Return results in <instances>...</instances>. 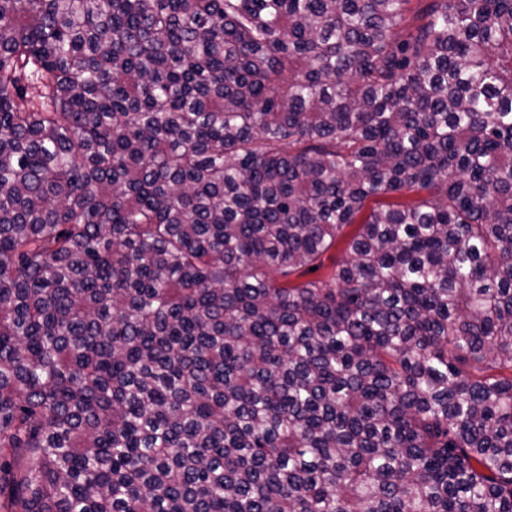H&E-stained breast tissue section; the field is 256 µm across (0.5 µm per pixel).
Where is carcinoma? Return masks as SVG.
<instances>
[{"instance_id":"cac0c4a2","label":"carcinoma","mask_w":512,"mask_h":512,"mask_svg":"<svg viewBox=\"0 0 512 512\" xmlns=\"http://www.w3.org/2000/svg\"><path fill=\"white\" fill-rule=\"evenodd\" d=\"M410 2L0 0V512H512V0Z\"/></svg>"}]
</instances>
